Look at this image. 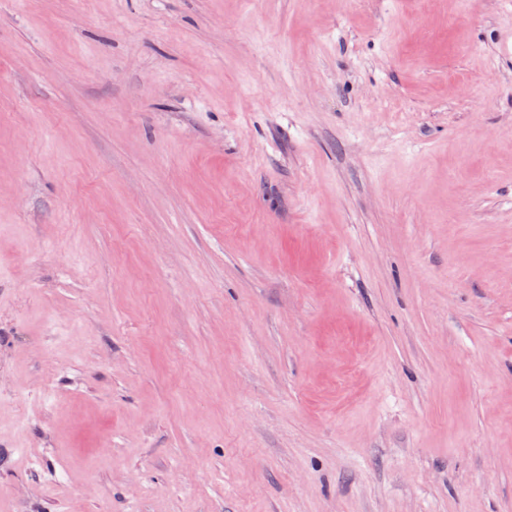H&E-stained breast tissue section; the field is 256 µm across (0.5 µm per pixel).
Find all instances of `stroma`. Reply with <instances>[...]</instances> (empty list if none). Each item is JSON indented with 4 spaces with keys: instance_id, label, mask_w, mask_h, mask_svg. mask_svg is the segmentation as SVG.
<instances>
[{
    "instance_id": "obj_1",
    "label": "stroma",
    "mask_w": 512,
    "mask_h": 512,
    "mask_svg": "<svg viewBox=\"0 0 512 512\" xmlns=\"http://www.w3.org/2000/svg\"><path fill=\"white\" fill-rule=\"evenodd\" d=\"M512 0H0V512H512Z\"/></svg>"
}]
</instances>
